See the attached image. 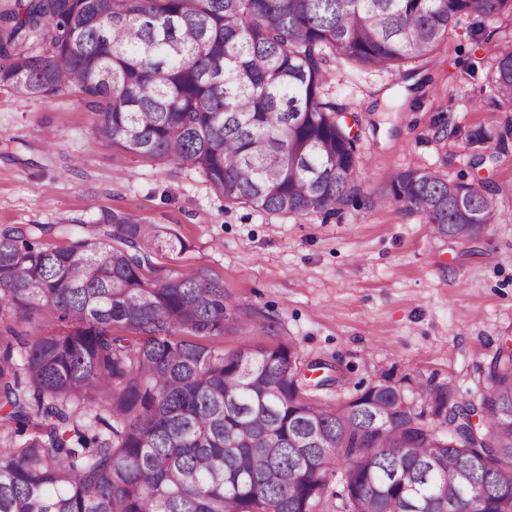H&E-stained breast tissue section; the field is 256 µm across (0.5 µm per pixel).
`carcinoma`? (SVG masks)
Segmentation results:
<instances>
[{
	"label": "carcinoma",
	"mask_w": 512,
	"mask_h": 512,
	"mask_svg": "<svg viewBox=\"0 0 512 512\" xmlns=\"http://www.w3.org/2000/svg\"><path fill=\"white\" fill-rule=\"evenodd\" d=\"M512 0H12L0 83L24 97L75 87L94 133L199 170L228 203L331 214L361 192L358 116L322 98L326 57L384 70L432 56L463 16ZM488 84L504 124L466 133L471 164L511 159L512 42ZM500 187L393 173L377 203L479 240ZM112 231L49 248L0 230V512H316L340 473L341 512H512V345L488 392L382 373L336 405L339 383L290 338L225 352L190 340L278 335L198 269L155 278L187 249L176 230L108 213ZM56 325L62 332L37 335ZM123 328L126 334L116 333ZM319 370L318 379L304 369Z\"/></svg>",
	"instance_id": "1"
}]
</instances>
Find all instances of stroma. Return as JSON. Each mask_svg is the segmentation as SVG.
<instances>
[{"mask_svg":"<svg viewBox=\"0 0 512 512\" xmlns=\"http://www.w3.org/2000/svg\"><path fill=\"white\" fill-rule=\"evenodd\" d=\"M504 40L512 18L463 17L447 45L398 69L328 57L322 97L359 117L361 184L328 217L226 203L197 169L98 138L76 88L22 97L0 84V229L42 224L55 247L67 226L105 232L106 213L174 228L188 248L157 276L205 270L240 308L272 317L300 358L339 367L345 382L320 390L323 402L355 395L382 369L479 398L500 341L512 339V163L470 168L464 133L500 122L487 75ZM406 169L501 185L499 223L462 244L399 205H375L388 175Z\"/></svg>","mask_w":512,"mask_h":512,"instance_id":"obj_1","label":"stroma"}]
</instances>
